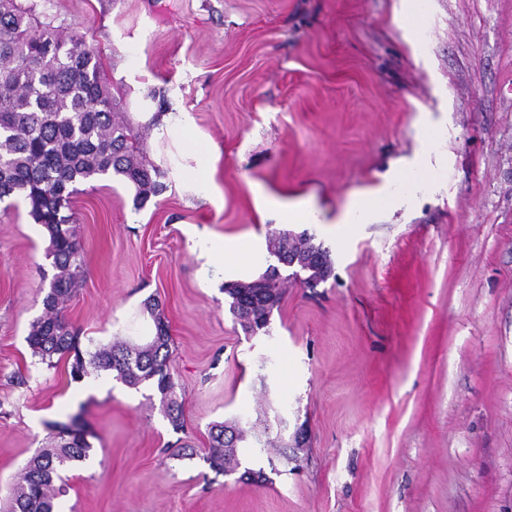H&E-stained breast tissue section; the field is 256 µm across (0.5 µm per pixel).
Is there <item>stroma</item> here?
<instances>
[{"label":"stroma","instance_id":"obj_1","mask_svg":"<svg viewBox=\"0 0 512 512\" xmlns=\"http://www.w3.org/2000/svg\"><path fill=\"white\" fill-rule=\"evenodd\" d=\"M21 2L96 49L146 161L163 148L140 112L187 113L219 157L205 193L169 173L140 209L115 179L72 202L79 348L149 340L157 303L178 429L153 386L32 356L48 238L23 199L0 201V503L78 414L94 451L60 512H512V0ZM260 190L317 222L282 227ZM377 191L389 205L345 223ZM284 228L332 272L285 281L268 330L245 332L189 234ZM238 418L239 453L262 436L288 472L209 468L211 425Z\"/></svg>","mask_w":512,"mask_h":512}]
</instances>
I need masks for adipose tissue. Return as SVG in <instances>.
Instances as JSON below:
<instances>
[{"label": "adipose tissue", "instance_id": "adipose-tissue-1", "mask_svg": "<svg viewBox=\"0 0 512 512\" xmlns=\"http://www.w3.org/2000/svg\"><path fill=\"white\" fill-rule=\"evenodd\" d=\"M141 120L154 122L158 140L176 179L187 188L200 190L208 181L218 159L216 149L195 137L189 126L186 113L167 112L156 115L144 112ZM192 250L201 262V276H208L215 268L237 278L248 277L252 264L243 260L241 246L221 235L192 234Z\"/></svg>", "mask_w": 512, "mask_h": 512}]
</instances>
